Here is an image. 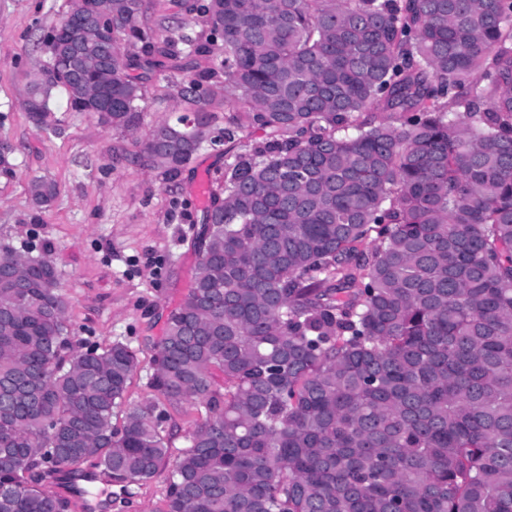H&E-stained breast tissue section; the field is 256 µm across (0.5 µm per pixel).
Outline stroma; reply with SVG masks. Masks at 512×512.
Listing matches in <instances>:
<instances>
[{"mask_svg": "<svg viewBox=\"0 0 512 512\" xmlns=\"http://www.w3.org/2000/svg\"><path fill=\"white\" fill-rule=\"evenodd\" d=\"M66 10L67 0H0V144L10 146L13 167L0 174V250L51 246L76 342L120 340L144 348L161 336L190 285L207 205L198 186L214 188L225 157L223 147L203 146L168 180L138 156L151 127L183 113L180 83L210 60L194 56L183 69L160 68L144 81L145 110L134 134L70 110L65 93L55 91L50 118L63 131L53 134L28 117L26 75L48 62L43 40ZM35 176L53 180L58 191L38 214L27 194ZM167 477L158 472L126 504L116 501L111 480L102 475L90 497L77 495L63 479L46 480L45 487L68 498L71 512H162Z\"/></svg>", "mask_w": 512, "mask_h": 512, "instance_id": "obj_1", "label": "stroma"}]
</instances>
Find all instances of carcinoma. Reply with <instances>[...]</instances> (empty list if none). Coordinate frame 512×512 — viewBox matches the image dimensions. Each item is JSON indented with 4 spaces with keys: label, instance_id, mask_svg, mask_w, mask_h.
Wrapping results in <instances>:
<instances>
[{
    "label": "carcinoma",
    "instance_id": "cac0c4a2",
    "mask_svg": "<svg viewBox=\"0 0 512 512\" xmlns=\"http://www.w3.org/2000/svg\"><path fill=\"white\" fill-rule=\"evenodd\" d=\"M68 2L112 15L97 40L122 61L88 80L105 128L138 125L162 60L222 45L144 166L177 177L204 143L181 122L219 96L238 119L209 143L236 151L138 405L140 350L75 346L51 250L8 253L0 512H69L41 482L88 461L125 497L170 468L164 512H512V0H185L155 28L141 0ZM46 45L25 106L55 133V90L89 101ZM28 194L40 211L57 187ZM185 405L204 415L172 461Z\"/></svg>",
    "mask_w": 512,
    "mask_h": 512
}]
</instances>
